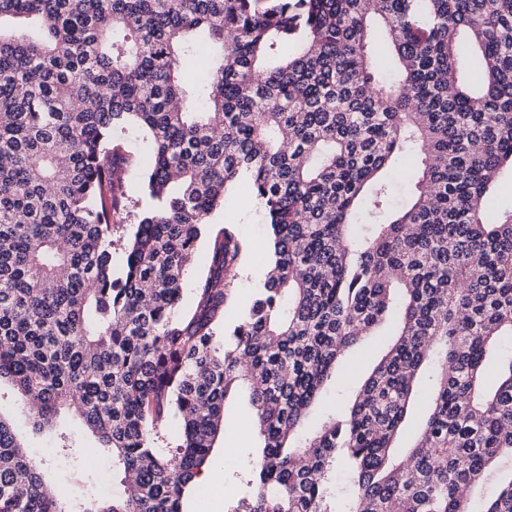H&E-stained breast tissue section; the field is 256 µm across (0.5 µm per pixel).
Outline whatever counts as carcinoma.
<instances>
[{"label":"carcinoma","mask_w":512,"mask_h":512,"mask_svg":"<svg viewBox=\"0 0 512 512\" xmlns=\"http://www.w3.org/2000/svg\"><path fill=\"white\" fill-rule=\"evenodd\" d=\"M131 126L151 150L129 231ZM506 168L512 0H0V382L35 432L75 416L135 487L47 493L0 415V512H182L240 391L261 445L225 512H475L490 479L480 512H512V354L487 385L512 337V211L487 210ZM243 177L272 231L262 287L235 310L223 228L185 310L187 259ZM396 307L351 405L302 434Z\"/></svg>","instance_id":"1"}]
</instances>
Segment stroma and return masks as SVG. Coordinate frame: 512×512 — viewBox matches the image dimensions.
Masks as SVG:
<instances>
[{
    "instance_id": "35a3bbf8",
    "label": "stroma",
    "mask_w": 512,
    "mask_h": 512,
    "mask_svg": "<svg viewBox=\"0 0 512 512\" xmlns=\"http://www.w3.org/2000/svg\"><path fill=\"white\" fill-rule=\"evenodd\" d=\"M132 163L125 171V183L130 202L143 200V173L148 164L150 147L139 135H131L123 143ZM247 181H239L228 190L224 206L209 218V224L202 235L195 262L189 271V279L184 290L183 305L191 307L197 281L207 271V258L214 235L224 226H232L245 244L231 277L239 308H246L260 287L265 274L262 260L270 245V228L263 208L258 202L250 201ZM393 321H386L378 329L377 335L369 336L361 344L348 349L336 367V373L328 381L322 403L327 407L346 409L351 393L363 382L376 364L380 354V338L393 332ZM0 410L9 412L14 419L29 453L41 458L47 464L53 486L59 496H77L83 488H90L102 494L119 491L120 486L112 480V464L103 455L92 453V441H84L82 446L69 449L66 455H59L50 433L36 436L30 433L26 413L18 402L13 389L0 387ZM226 430L213 450L220 460V472L224 481V496L231 499L238 495V478L249 467L251 450L258 441L253 426V413L246 399L231 403L225 411ZM233 449V456H225V449Z\"/></svg>"
}]
</instances>
